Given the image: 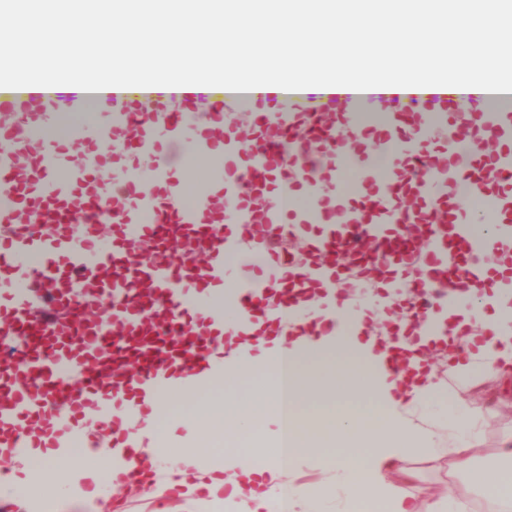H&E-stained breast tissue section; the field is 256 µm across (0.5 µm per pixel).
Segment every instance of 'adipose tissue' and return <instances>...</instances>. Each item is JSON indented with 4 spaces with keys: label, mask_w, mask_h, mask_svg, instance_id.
<instances>
[{
    "label": "adipose tissue",
    "mask_w": 512,
    "mask_h": 512,
    "mask_svg": "<svg viewBox=\"0 0 512 512\" xmlns=\"http://www.w3.org/2000/svg\"><path fill=\"white\" fill-rule=\"evenodd\" d=\"M505 296L501 288L470 291L469 313L482 311L488 301L493 302L494 310L479 337L471 332L469 313L452 320L448 340L456 349L444 358L450 379L466 382L478 367L502 380L512 379V315L507 312ZM326 357L333 360L336 385L343 394L377 398L378 408L337 407L317 432L290 420L285 459L266 461L250 452L257 430L255 402L245 393L233 401L220 395L213 397L200 405L197 416L206 419L222 413L233 418L232 430L224 435L228 475L205 478L196 457L189 453L175 473V486L187 496L198 488H207L211 502L224 504L229 512H325L327 500L334 496L354 505L371 504L373 512H465L463 501L438 498L424 502L407 489L410 473L402 463L421 451L451 458L456 467L469 471L472 482L498 504L500 512H512V436L504 437L498 450L506 463L504 469L491 477L472 469L471 452L480 412L472 409L439 420L427 418L425 410L439 397L442 381L418 355L409 357L406 371L392 373L380 368V352L375 344L338 335L292 336L237 363L232 375L237 379L254 375L289 360L293 370L292 401L297 404L305 397L304 368ZM335 442L365 446L367 453L359 462L349 455L337 459L334 481L315 486L285 481V473L297 470L302 463L303 449ZM65 482L64 475L50 465L27 467L22 476L0 481L12 489L25 508L44 485Z\"/></svg>",
    "instance_id": "obj_1"
}]
</instances>
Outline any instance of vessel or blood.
<instances>
[{"label":"vessel or blood","mask_w":512,"mask_h":512,"mask_svg":"<svg viewBox=\"0 0 512 512\" xmlns=\"http://www.w3.org/2000/svg\"><path fill=\"white\" fill-rule=\"evenodd\" d=\"M106 105L63 140V96L0 87V448L75 436L143 463L159 398L224 378L267 336H333L336 291L386 285L405 331L448 314V289L512 288V92L431 93V112L365 110V91L278 95L143 87L76 95ZM360 179L332 186L347 143ZM456 140L457 152L448 149ZM395 157L376 180L379 154ZM196 187L193 203L182 187ZM308 191L302 206L297 191ZM489 203L459 216L458 202ZM107 310L106 320L94 319Z\"/></svg>","instance_id":"vessel-or-blood-1"}]
</instances>
